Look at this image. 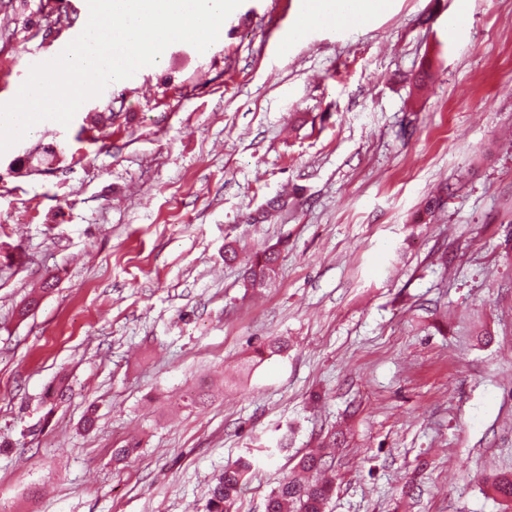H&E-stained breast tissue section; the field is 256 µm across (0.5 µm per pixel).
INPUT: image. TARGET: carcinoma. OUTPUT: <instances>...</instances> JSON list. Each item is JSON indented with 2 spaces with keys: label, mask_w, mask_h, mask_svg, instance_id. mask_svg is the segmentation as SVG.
Returning a JSON list of instances; mask_svg holds the SVG:
<instances>
[{
  "label": "carcinoma",
  "mask_w": 512,
  "mask_h": 512,
  "mask_svg": "<svg viewBox=\"0 0 512 512\" xmlns=\"http://www.w3.org/2000/svg\"><path fill=\"white\" fill-rule=\"evenodd\" d=\"M279 250L274 246L257 251L247 262L243 285L246 288L261 289L270 286L277 275ZM331 453L319 449L303 455L297 468L303 473L319 474L327 470ZM251 463L240 460L234 466L224 469L216 479L207 498L204 512H232L240 497L245 477ZM491 487L505 503H512V475L492 478ZM334 492L329 480H308L290 474L278 481V485L266 498V512H324L325 504Z\"/></svg>",
  "instance_id": "1"
}]
</instances>
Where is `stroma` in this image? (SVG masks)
<instances>
[{"label":"stroma","mask_w":512,"mask_h":512,"mask_svg":"<svg viewBox=\"0 0 512 512\" xmlns=\"http://www.w3.org/2000/svg\"><path fill=\"white\" fill-rule=\"evenodd\" d=\"M457 2L393 0L285 50L297 0H243L221 42L170 45L0 155L5 512H203L243 457L233 512H265L334 436L325 512H504L512 0H467L452 37ZM86 8L0 0V103ZM272 244L275 285L247 290ZM272 336L287 351L237 376Z\"/></svg>","instance_id":"35a3bbf8"}]
</instances>
